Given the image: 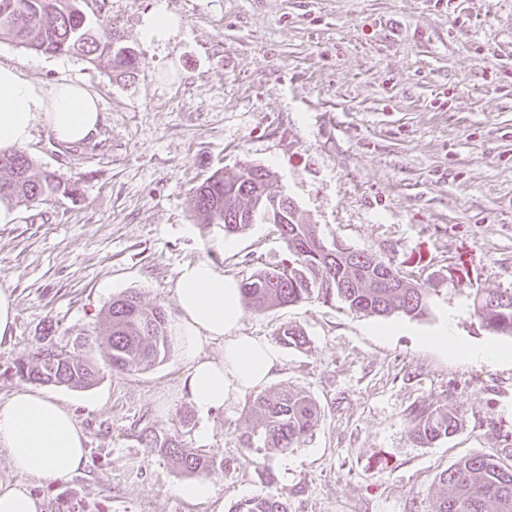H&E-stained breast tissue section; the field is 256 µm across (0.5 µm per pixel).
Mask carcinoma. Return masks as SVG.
<instances>
[{"label": "carcinoma", "instance_id": "cac0c4a2", "mask_svg": "<svg viewBox=\"0 0 512 512\" xmlns=\"http://www.w3.org/2000/svg\"><path fill=\"white\" fill-rule=\"evenodd\" d=\"M82 2L0 0V38L8 37L27 50L78 55L94 68L117 76L133 74L138 67L136 55L117 40H97ZM271 179L270 171L250 164L228 171L218 169L197 188L194 207L206 223L222 225L226 235L237 234L262 216L260 211L250 213L249 206L260 192L270 190ZM60 192L67 193L68 187L51 174L35 173L25 152H0V202L39 203ZM275 228L288 250V263L260 270L242 283L243 298L250 308L262 311L271 306L334 301L366 316L401 313L418 318L426 314L434 292L432 284L409 278L381 257L337 240L327 242L294 203H289L287 220ZM473 314L487 332L512 337V291L475 292ZM107 320L108 333L102 342L113 370H144L169 352L164 311L142 305L136 292L114 299ZM278 339L288 347L307 344L298 325L282 327ZM14 375L35 383L89 388L98 382L100 368L78 353L44 345L16 362ZM251 411L255 420L242 434L241 444L266 457L305 440L322 419L321 408L310 395L288 388L257 392ZM463 417L460 406L416 405L404 413L408 434L418 444L452 436ZM149 447L159 449L189 474L224 466L214 455L183 446L176 436L161 443L152 440ZM437 485L430 512H512V465L485 455L460 459L439 474ZM228 512H288V502L269 492L240 499Z\"/></svg>", "mask_w": 512, "mask_h": 512}]
</instances>
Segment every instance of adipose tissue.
I'll list each match as a JSON object with an SVG mask.
<instances>
[{"label":"adipose tissue","mask_w":512,"mask_h":512,"mask_svg":"<svg viewBox=\"0 0 512 512\" xmlns=\"http://www.w3.org/2000/svg\"><path fill=\"white\" fill-rule=\"evenodd\" d=\"M102 120L99 99L86 86L61 81L51 88L0 64V150L26 146L35 127L61 144L89 139ZM173 335L185 365L189 399L203 415L262 386L281 368L277 348L243 332L241 289L207 260L183 266L175 283ZM220 345V356L207 355ZM86 436L73 411L43 392L24 389L0 403V449L12 469L62 482L83 468Z\"/></svg>","instance_id":"ef3b65f1"}]
</instances>
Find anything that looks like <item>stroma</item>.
<instances>
[{
  "mask_svg": "<svg viewBox=\"0 0 512 512\" xmlns=\"http://www.w3.org/2000/svg\"><path fill=\"white\" fill-rule=\"evenodd\" d=\"M160 4L178 30L149 43L141 25ZM84 10L103 15L100 41L137 52L133 76L0 38L1 63L46 88L83 82L103 112L85 142L64 146L39 127L25 148L35 172L75 192L12 205L13 220L0 223V287L16 301L0 340V401L25 386L15 360L87 338L100 382L43 391L73 410L88 462L65 482L23 480L0 451V481H24L42 512H227L271 489L289 512H428L438 474L459 458L512 464V359L422 342L446 327L512 352L472 307L475 290L512 289V0H85ZM243 163L271 171L272 193L325 240L439 285L418 318L318 301L245 309L244 332L273 345L283 324L303 328L307 345L279 346L283 366L266 387L304 390L323 411L312 436L269 458L240 444L249 397L195 410L177 347L121 373L94 342L107 307L131 290L174 321L185 264L207 260L242 281L285 262L273 225L228 236L194 210L206 177ZM414 404L460 405L463 424L414 443L404 421ZM173 435L223 469L191 476L145 443ZM193 482L212 498L181 496Z\"/></svg>",
  "mask_w": 512,
  "mask_h": 512,
  "instance_id": "obj_1",
  "label": "stroma"
}]
</instances>
